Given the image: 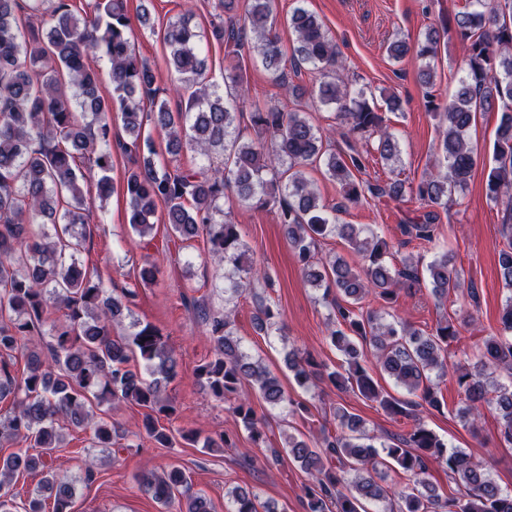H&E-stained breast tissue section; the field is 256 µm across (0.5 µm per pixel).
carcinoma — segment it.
Wrapping results in <instances>:
<instances>
[{
    "label": "carcinoma",
    "instance_id": "obj_1",
    "mask_svg": "<svg viewBox=\"0 0 512 512\" xmlns=\"http://www.w3.org/2000/svg\"><path fill=\"white\" fill-rule=\"evenodd\" d=\"M220 10L210 33L201 36L192 15L168 24L164 42L166 64L181 81L185 105L177 110L159 97L155 69L135 50L125 0H93L79 17L71 0H0V400L13 397L10 415L0 421V435L28 447L0 456V512H12L13 478L42 473V493L32 494L25 512H71L76 487L72 480L46 469L44 456L64 445L60 419L89 430L94 447L112 446V423L94 407L126 402L147 410L141 428L156 445L171 448L182 441L202 448H222L228 437H207L173 427L174 410L161 394L175 375V361L159 332L146 325L129 336L112 335L136 291L108 292L94 272L82 267L75 254L92 214L82 194L83 182L97 179L100 198L114 191L112 170L113 121L128 133L121 149L133 159L124 175L129 202L128 223L140 237L153 229L157 205H164V221L173 242L183 249L206 237L212 255L224 260V274L237 293L251 284L254 271L246 265L248 245L228 220L235 204L277 211L288 244L306 281L323 289L331 308L326 342L345 357L343 371L326 372V380L340 390L350 389L374 401L390 416L412 421L400 437H388L375 447L365 422L343 407L334 417L339 432L320 437L285 439V450L310 475L306 512H366L364 503L378 502L383 512H512V494L503 492L485 468L461 450H448L438 436L417 418V409L441 406L432 373L447 369L448 346L458 339L455 320L445 317L431 332L419 331L363 301L374 292L385 304L398 292L426 278L440 302L461 285L450 266L448 250L439 240L430 212L420 224H407L404 233L434 251L408 255L395 265L389 242L362 224H343L337 215L348 205L369 196L380 199L415 198L430 207L448 208L452 194H461L477 165V149L466 139L479 110L500 112L493 144L495 165L486 177V194L512 202V0H469L456 13L455 34L466 44L463 76L446 102L428 96L427 106L446 125L441 156L417 183L397 175L381 184L363 181L370 151L356 141L376 140L379 158H398V141L387 130L386 117L362 90L350 91L336 68V43L319 18L302 5L288 18L295 36L293 72L302 66L322 72L311 91L292 87L296 97L306 94L325 106L334 105L349 125L343 135L348 152L326 149L320 129L300 109L284 112L255 101L249 112L255 137L244 138L231 106L242 86L247 53L253 51L274 81L288 83V71L273 26V0H246L242 25L233 23L239 0H217ZM224 46V93L207 80V62L200 38ZM440 31L428 28L413 43L397 39L388 46L396 62L413 54L423 64L421 81L432 83L431 60L440 47ZM100 55L110 64L108 84L88 65ZM165 132L174 155L189 150L205 160L198 168L160 171L152 159L153 139L147 126ZM315 167L339 186V201L324 202L317 185L303 174ZM50 224L51 241L37 235L34 225ZM336 235L350 252L361 257L359 267L336 255L319 257L322 239ZM505 287L512 290V241L498 255ZM256 329L265 333L276 323L277 312L264 297L254 294ZM183 304L201 319L214 341V356L199 365L196 378L219 403H230L239 425L252 442L265 443L266 434L251 406L248 389L258 391L269 406L308 407L291 399L279 378L259 361H250L240 340L229 329V317L214 313L203 298L182 297ZM59 316L50 318V307ZM51 341H45V337ZM377 351L380 373L404 388L411 399L401 400L384 389L367 366L362 345ZM25 348L22 372L12 374L14 353ZM296 384L304 388L311 370L321 367L312 358L287 359ZM458 385L468 404L460 411L473 426L480 406L491 400L500 416V440L512 447V297L501 314V332L484 339L473 368L458 366ZM38 448L40 452L29 453ZM431 462L448 471L459 496L441 499L429 487ZM392 464L411 484L395 490L379 469ZM141 483L161 509L212 512L210 501L191 492L187 472L171 466L149 472ZM232 512L260 510L257 496L233 495Z\"/></svg>",
    "mask_w": 512,
    "mask_h": 512
}]
</instances>
